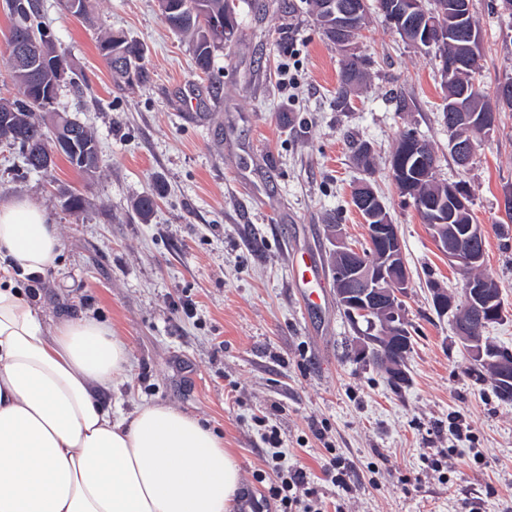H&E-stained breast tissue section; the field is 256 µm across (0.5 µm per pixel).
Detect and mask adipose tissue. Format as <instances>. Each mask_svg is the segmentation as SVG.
Listing matches in <instances>:
<instances>
[{
	"mask_svg": "<svg viewBox=\"0 0 512 512\" xmlns=\"http://www.w3.org/2000/svg\"><path fill=\"white\" fill-rule=\"evenodd\" d=\"M61 251L44 206L0 199V512H233L241 475L222 437L169 405L123 410L129 353L111 326L44 328L16 282Z\"/></svg>",
	"mask_w": 512,
	"mask_h": 512,
	"instance_id": "ef3b65f1",
	"label": "adipose tissue"
}]
</instances>
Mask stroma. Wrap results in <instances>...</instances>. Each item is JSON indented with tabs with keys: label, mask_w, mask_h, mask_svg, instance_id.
Wrapping results in <instances>:
<instances>
[{
	"label": "stroma",
	"mask_w": 512,
	"mask_h": 512,
	"mask_svg": "<svg viewBox=\"0 0 512 512\" xmlns=\"http://www.w3.org/2000/svg\"><path fill=\"white\" fill-rule=\"evenodd\" d=\"M242 8L237 33L214 54L217 83L196 73L189 36L172 31L158 0H92L88 19L60 0H39L76 86L59 108L89 127L102 156L85 174L64 157L27 171L0 145V198L41 203L62 239L59 267L35 288L45 327L86 315L108 323L130 353L126 404L153 400L205 420L224 436L242 478L241 497H266L264 435L277 431L286 461L304 467L327 512H512V403L496 398L432 289L461 294L462 277L435 246L388 159L400 133L415 130L438 158L439 183L464 182L486 243L481 275L496 282L504 319L490 344L512 349V112L476 137L467 170L450 154L439 112V60L407 44L370 13L353 47L369 65L336 108L341 56L324 38L313 0H264ZM483 38L480 87L512 74V28L492 0H473ZM122 33L143 47L141 73L115 81L99 42ZM371 148L357 164L352 142ZM371 183L397 224L410 272L400 299L412 334L408 380L393 386L358 354L366 324H351L336 300L335 239L367 243L351 193ZM160 188L141 220L134 201ZM84 199L82 213L66 206ZM312 252L325 300L305 309L293 254ZM194 304L185 313V301ZM460 417L465 438L448 429ZM335 452L355 485L325 482Z\"/></svg>",
	"instance_id": "stroma-1"
}]
</instances>
